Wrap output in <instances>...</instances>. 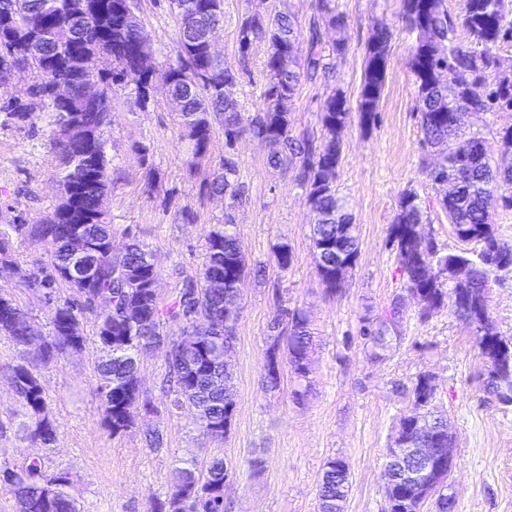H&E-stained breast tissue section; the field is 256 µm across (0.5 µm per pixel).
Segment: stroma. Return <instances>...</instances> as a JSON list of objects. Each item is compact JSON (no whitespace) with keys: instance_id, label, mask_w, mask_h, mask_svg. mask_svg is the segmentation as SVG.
Masks as SVG:
<instances>
[{"instance_id":"35a3bbf8","label":"stroma","mask_w":512,"mask_h":512,"mask_svg":"<svg viewBox=\"0 0 512 512\" xmlns=\"http://www.w3.org/2000/svg\"><path fill=\"white\" fill-rule=\"evenodd\" d=\"M323 2L344 19L340 26L324 28V43L341 42L345 50L330 56L328 79L302 83L291 106L293 138L321 139L329 89H340L348 104H355L366 43L379 26L392 32L375 121L365 126L355 116L341 132L337 189L349 202L359 243L357 263L341 288L329 291L318 275L310 238L314 215L295 181V168L271 169L266 163L270 146L245 136L233 154L240 173L235 204L211 195L209 184L224 157V129L214 127L208 158L189 168L186 132L162 91L144 111L124 93L113 103L107 138L114 161L104 210L114 244L122 246L129 232L145 240L165 296L178 281L198 276L206 234L229 207L249 267L265 268L262 277L250 274L241 284L230 359L235 407L223 443L233 468L224 490L226 512H317L320 478L332 458L344 460L350 474L344 512H382L385 450L410 405L413 385L424 374L436 385V403L453 434L457 466L449 487L455 512H512V405L488 392V364L471 327L450 307H441L427 322L417 320L397 252L388 241L404 189L435 197L422 175L434 155L420 141L409 68L413 40L401 20V0H224L215 48L228 62H237L241 20L257 8L284 10L301 30L295 53L305 57V31ZM138 16L156 71L164 73L174 56V19L154 0H141ZM266 51L265 42L254 43L248 71L233 89L248 112L262 104ZM58 200V164L46 132L18 126L0 112V225L8 223L15 208L29 223H40ZM280 244L292 252L285 271L273 259ZM16 248L18 270L0 276V292L27 309L41 333H49L48 306L22 283L46 247L20 242ZM398 297L406 300L400 336L382 357H372L362 331ZM284 305L306 314L317 345L310 354L309 381H300L284 361L280 388L269 392L262 384L267 338ZM488 308L499 335L512 341V269L496 273ZM93 331L92 319H85V349L41 372L56 431L48 448L17 433L26 409L12 388V368L34 353L18 351L0 336V469L39 457L46 473L67 469L77 476L73 495L79 512H153L166 495L176 461H206L214 443L200 433L191 409H170L160 389L165 366L158 353L140 364L143 390L157 413L141 419L130 433L112 435L101 422L96 365L102 352L91 340ZM146 427L162 432V448L146 446Z\"/></svg>"}]
</instances>
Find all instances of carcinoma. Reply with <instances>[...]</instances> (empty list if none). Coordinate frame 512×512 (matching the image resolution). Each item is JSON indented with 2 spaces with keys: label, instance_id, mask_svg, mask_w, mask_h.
I'll list each match as a JSON object with an SVG mask.
<instances>
[{
  "label": "carcinoma",
  "instance_id": "cac0c4a2",
  "mask_svg": "<svg viewBox=\"0 0 512 512\" xmlns=\"http://www.w3.org/2000/svg\"><path fill=\"white\" fill-rule=\"evenodd\" d=\"M126 0H0V84L8 79L30 81V101H0V112L20 123L45 122L60 169L61 197H78L66 215L53 214L45 224H29L21 210H13L7 227H0V267L18 263L10 232L35 245H48L44 260L25 284L50 305L51 332L44 339L37 362L12 368V383L27 408L20 424L24 437L47 447L55 441L40 370L87 342L74 330L76 320L94 319L95 338L105 359L97 364V394L102 421L112 435L137 426L140 410L151 402L140 393L137 366L141 357L159 353L166 368L171 408H195L204 425L203 435L221 442L230 431L234 402L227 394L231 377L225 358L236 341L241 310V289L235 283L248 273L246 257L234 231L231 213L209 231L205 261L197 278L184 279L170 298L151 288L159 275L148 244L136 235L119 251L111 247L112 224L98 215L97 203L110 189L107 169L112 163L106 129L112 100L118 92L134 98L140 109L148 97L147 76L136 69L134 54L151 50L141 22L127 15ZM176 22L175 56L168 62L172 76L170 95L180 105L179 122L190 130L188 163L196 166L208 157L213 124L224 127L225 146L233 150L239 138L268 137L278 141L267 165L281 168L299 162L295 181L305 189L307 203L319 219L312 227V246L318 274L327 288L340 287L336 280V254L358 258V239L353 217L338 195L336 182L342 160L340 134L351 118V109L340 91H333L321 112L323 136L319 144L289 136L291 104L301 79L326 76L329 70L321 25L338 26L341 17L321 11L308 30L309 53L304 65L293 55L296 24L280 11L271 19L257 12L238 28L241 59L255 41L267 43L264 62L266 83L263 104L244 112L238 101L224 95V84L240 78L243 70L209 55V30L224 24V0H167ZM512 0H463L452 15L444 0H403L408 33L414 37L410 67L415 77L416 109L420 114V141L444 154V168H422L433 186L441 172L453 174L458 190L451 198H436L448 224L466 248L443 254L437 243H421L414 226L428 218L426 200L415 189L401 192L398 212L390 226L389 241L395 246L406 289L417 307V317L427 320L450 300L457 288L479 292L489 287L497 271L490 253H512V245L500 241L491 224L498 207L512 209V170L492 166V153L512 152V126L496 132L494 142L483 135L487 114L512 111V82L496 79L501 68L498 50L512 40ZM389 30L378 28L365 46V68L356 112L367 125L375 118L385 79ZM87 51L101 61L90 76L79 66ZM68 81L70 92L59 100L54 85ZM472 129L463 135V129ZM236 163L224 156L220 172L211 182L217 195L238 196ZM85 242L79 262L90 275L85 280L68 276L74 265L71 243ZM217 277L224 288L215 291L207 280ZM68 288L74 297L61 296ZM285 332L271 337L264 383L269 391L280 384V360L286 359L298 377L309 375L313 336L306 316L287 310ZM404 317L403 301L396 298L379 320L363 331L371 354L390 347L398 337ZM30 314L15 300L0 294V335L25 350ZM487 388L503 401L512 396V372L488 374ZM409 409L400 417L396 434L386 451V461L412 444L430 440L448 447V420L434 404L431 377L421 375L409 395ZM231 471L224 456L216 454L198 465L180 462L173 469L165 499L155 512H224V483ZM3 481L18 499L21 512H78L72 496L75 475L58 471L47 475L41 459L19 469L4 471ZM349 491L348 467L341 459L325 464L318 489V512H343ZM395 512H422L427 500L436 512H453L454 500L444 489L432 497L397 475Z\"/></svg>",
  "mask_w": 512,
  "mask_h": 512
}]
</instances>
